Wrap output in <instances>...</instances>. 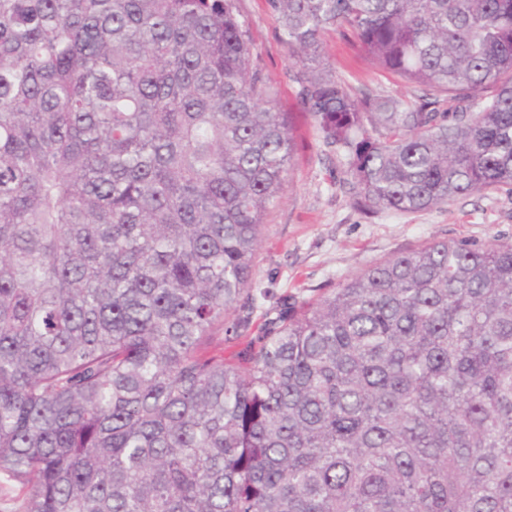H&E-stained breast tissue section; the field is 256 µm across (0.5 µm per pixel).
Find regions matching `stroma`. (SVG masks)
Wrapping results in <instances>:
<instances>
[{
  "mask_svg": "<svg viewBox=\"0 0 512 512\" xmlns=\"http://www.w3.org/2000/svg\"><path fill=\"white\" fill-rule=\"evenodd\" d=\"M239 8L248 20L264 79L287 114L294 143L288 186L264 217L253 296L240 301L239 314L249 318L250 335H257L267 314L285 299L338 285L390 254L433 239L512 243V191L505 188L475 192L420 213L368 216L356 210L344 159L328 150L298 102L290 53L266 0H239ZM324 53L336 77L351 86L407 100L420 94L419 88L375 69L350 37L327 34Z\"/></svg>",
  "mask_w": 512,
  "mask_h": 512,
  "instance_id": "35a3bbf8",
  "label": "stroma"
}]
</instances>
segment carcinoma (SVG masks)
Returning a JSON list of instances; mask_svg holds the SVG:
<instances>
[{
    "instance_id": "carcinoma-1",
    "label": "carcinoma",
    "mask_w": 512,
    "mask_h": 512,
    "mask_svg": "<svg viewBox=\"0 0 512 512\" xmlns=\"http://www.w3.org/2000/svg\"><path fill=\"white\" fill-rule=\"evenodd\" d=\"M238 0H0V475L24 512H512V244L246 326L294 146ZM354 207L512 188V0H267ZM422 88L337 79L323 36Z\"/></svg>"
}]
</instances>
